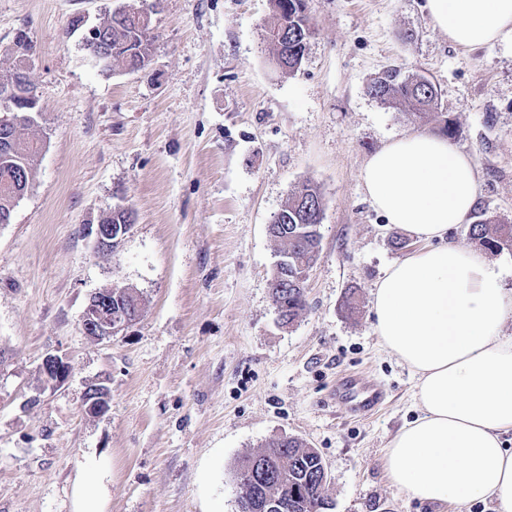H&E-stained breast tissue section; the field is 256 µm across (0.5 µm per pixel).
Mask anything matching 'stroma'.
<instances>
[{
    "instance_id": "obj_1",
    "label": "stroma",
    "mask_w": 512,
    "mask_h": 512,
    "mask_svg": "<svg viewBox=\"0 0 512 512\" xmlns=\"http://www.w3.org/2000/svg\"><path fill=\"white\" fill-rule=\"evenodd\" d=\"M423 3L307 0L315 33L288 74L263 38L270 0H0V70L26 67L43 140L0 224V512H71L92 453L111 459V512H236V462L279 435L320 453L330 512H497L418 502L382 467L416 416L415 378L382 346L372 292L425 244L395 245L362 165L392 137L452 122L477 164L474 215L512 225V43L456 47ZM122 6L150 9L153 51L144 70L113 74L83 37ZM393 66L430 79L438 111L372 99ZM306 181L323 194L322 252L307 310L284 328L267 226ZM118 206L136 222L107 260L92 230ZM124 286L145 300L140 319L91 341L89 296ZM50 353L70 365L58 388L39 372ZM353 374L385 393L369 416L333 399ZM97 379L112 401L91 417L82 397Z\"/></svg>"
}]
</instances>
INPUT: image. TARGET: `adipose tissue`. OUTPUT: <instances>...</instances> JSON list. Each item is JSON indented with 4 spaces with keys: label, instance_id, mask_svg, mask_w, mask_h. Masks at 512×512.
Wrapping results in <instances>:
<instances>
[{
    "label": "adipose tissue",
    "instance_id": "1",
    "mask_svg": "<svg viewBox=\"0 0 512 512\" xmlns=\"http://www.w3.org/2000/svg\"><path fill=\"white\" fill-rule=\"evenodd\" d=\"M450 42L475 49L512 38V0H425ZM364 189L387 223L430 249L392 265L377 283L375 331L416 377L414 420L389 441L385 474L431 505L493 500L512 512V291L485 255L446 242L479 193L474 159L431 133H405L372 153ZM112 466L79 464L72 512H110Z\"/></svg>",
    "mask_w": 512,
    "mask_h": 512
}]
</instances>
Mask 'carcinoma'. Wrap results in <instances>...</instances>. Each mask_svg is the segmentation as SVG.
Returning <instances> with one entry per match:
<instances>
[{
  "label": "carcinoma",
  "mask_w": 512,
  "mask_h": 512,
  "mask_svg": "<svg viewBox=\"0 0 512 512\" xmlns=\"http://www.w3.org/2000/svg\"><path fill=\"white\" fill-rule=\"evenodd\" d=\"M271 4L273 18L265 29V40L279 69L295 72L314 34L306 0H271ZM103 26L112 40V72L135 67L150 55L151 27L142 23L137 9L113 13L103 21ZM367 92L381 104L398 110L408 108L426 113L438 109L436 86L423 75L406 74L398 68L386 70L369 85ZM37 153L36 142L19 136L14 143H6L4 132L0 131V217L12 213L11 194L18 189L7 182L5 172L22 160L36 165L33 155ZM322 202L319 188L311 182L304 183L289 194L271 221L272 240L277 244L280 259L271 281L272 298L290 324L307 309L304 274L320 258L317 225L323 216L317 206ZM469 235L492 252L512 247V225L494 224L482 218L469 225ZM261 453L272 469L280 471L281 479L267 477L254 454L242 456L235 467L241 512H268L267 504L273 500L280 505L273 512L328 510V478L322 476L323 460L315 449L297 438L286 437L268 441Z\"/></svg>",
  "instance_id": "obj_1"
}]
</instances>
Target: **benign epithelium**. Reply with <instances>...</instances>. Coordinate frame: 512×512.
Returning <instances> with one entry per match:
<instances>
[{
    "label": "benign epithelium",
    "instance_id": "benign-epithelium-1",
    "mask_svg": "<svg viewBox=\"0 0 512 512\" xmlns=\"http://www.w3.org/2000/svg\"><path fill=\"white\" fill-rule=\"evenodd\" d=\"M0 125L13 134H18L24 128L37 125L40 112L37 110V100L33 92L24 88L18 82V71H0ZM129 224H98L95 227V243L97 253L108 256L115 251L120 242L130 231ZM122 297L126 303L135 307L136 314H141L143 299L133 288L115 290L107 288L91 295L83 311L81 329L85 336L97 342L109 340L130 328L135 320L121 312L112 309V297ZM68 361L56 354L44 357L40 373L44 381L59 387L68 379ZM111 392L105 382L93 381L85 387L83 395L84 411L90 416L105 414L110 405Z\"/></svg>",
    "mask_w": 512,
    "mask_h": 512
}]
</instances>
